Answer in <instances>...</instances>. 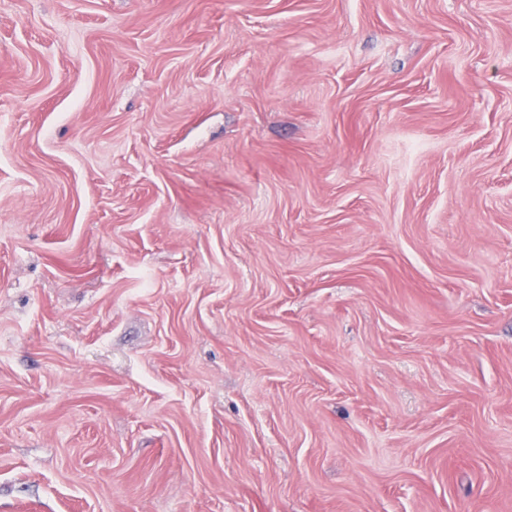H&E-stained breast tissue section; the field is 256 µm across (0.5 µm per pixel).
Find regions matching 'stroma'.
<instances>
[{
    "label": "stroma",
    "mask_w": 512,
    "mask_h": 512,
    "mask_svg": "<svg viewBox=\"0 0 512 512\" xmlns=\"http://www.w3.org/2000/svg\"><path fill=\"white\" fill-rule=\"evenodd\" d=\"M0 512H512V0H0Z\"/></svg>",
    "instance_id": "1"
}]
</instances>
